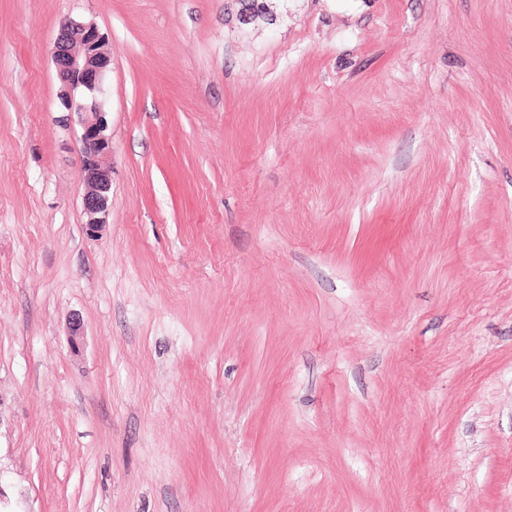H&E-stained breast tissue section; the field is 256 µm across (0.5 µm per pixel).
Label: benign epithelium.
Returning a JSON list of instances; mask_svg holds the SVG:
<instances>
[{
  "label": "benign epithelium",
  "mask_w": 512,
  "mask_h": 512,
  "mask_svg": "<svg viewBox=\"0 0 512 512\" xmlns=\"http://www.w3.org/2000/svg\"><path fill=\"white\" fill-rule=\"evenodd\" d=\"M51 58L61 84L60 102L75 115L81 128L78 168L83 187L86 231L95 236L106 224L112 202L108 159L112 137L107 133L105 78L110 48L99 28L83 21L64 20L53 43Z\"/></svg>",
  "instance_id": "obj_1"
}]
</instances>
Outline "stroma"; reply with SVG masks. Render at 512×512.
I'll list each match as a JSON object with an SVG mask.
<instances>
[{"label": "stroma", "instance_id": "35a3bbf8", "mask_svg": "<svg viewBox=\"0 0 512 512\" xmlns=\"http://www.w3.org/2000/svg\"><path fill=\"white\" fill-rule=\"evenodd\" d=\"M266 2L0 0V512H512V0ZM51 58L61 84L60 102L81 128L78 168L83 187L86 231L97 236L106 224L112 202L108 159L112 137L107 133L105 78L111 61L105 35L93 23L65 19L53 43Z\"/></svg>", "mask_w": 512, "mask_h": 512}]
</instances>
